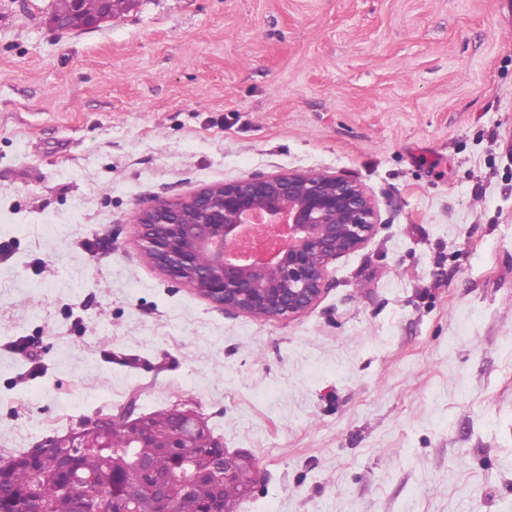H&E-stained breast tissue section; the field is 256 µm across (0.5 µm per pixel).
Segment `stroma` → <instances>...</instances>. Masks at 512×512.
Here are the masks:
<instances>
[{
  "label": "stroma",
  "instance_id": "35a3bbf8",
  "mask_svg": "<svg viewBox=\"0 0 512 512\" xmlns=\"http://www.w3.org/2000/svg\"><path fill=\"white\" fill-rule=\"evenodd\" d=\"M0 0V461L199 413L234 512H512V0ZM378 223L307 312L215 306L138 216L278 172ZM71 9L65 13H54L50 17V24L58 30L76 29L77 27H94L103 20L110 19L107 11L95 19H86L81 15V0H71Z\"/></svg>",
  "mask_w": 512,
  "mask_h": 512
}]
</instances>
